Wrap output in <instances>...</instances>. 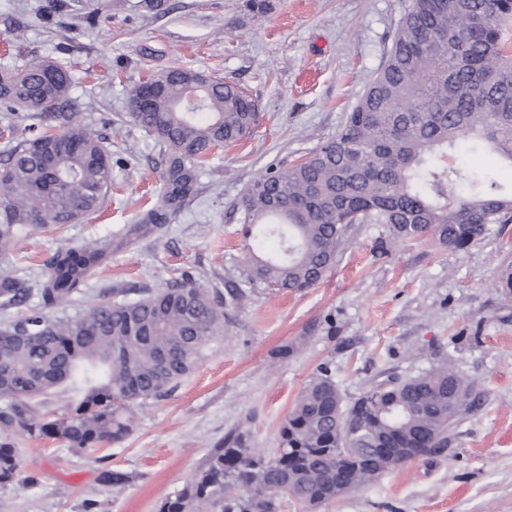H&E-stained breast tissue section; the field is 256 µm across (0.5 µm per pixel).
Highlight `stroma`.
I'll return each instance as SVG.
<instances>
[{"mask_svg":"<svg viewBox=\"0 0 512 512\" xmlns=\"http://www.w3.org/2000/svg\"><path fill=\"white\" fill-rule=\"evenodd\" d=\"M0 0V68L32 58L70 71L75 117L112 159L99 212L64 229L21 235L0 276L37 287L63 248L108 240L73 316L100 298L188 279L242 287L238 202L268 168L285 169L334 136L385 63L410 0ZM191 67L245 90L258 106L250 135L214 149L194 193L166 224L126 237L157 202L169 150L135 124L128 88ZM380 224L351 225L335 266L303 292L266 290L225 304L224 335L168 398L148 402L133 431L95 454L19 439L20 475L0 486V512H156L217 442L240 427L273 452L281 422L319 369L344 398L390 375L449 361L473 385L476 410L444 453L413 461L317 512H512V223L489 225L465 250L426 237L376 250ZM291 347L288 357L277 352ZM131 473L103 485L102 467Z\"/></svg>","mask_w":512,"mask_h":512,"instance_id":"obj_1","label":"stroma"}]
</instances>
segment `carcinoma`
<instances>
[{
    "label": "carcinoma",
    "mask_w": 512,
    "mask_h": 512,
    "mask_svg": "<svg viewBox=\"0 0 512 512\" xmlns=\"http://www.w3.org/2000/svg\"><path fill=\"white\" fill-rule=\"evenodd\" d=\"M512 0H411L387 59L335 136L304 160L258 177L239 202L248 251L240 276L251 293L299 291L335 264L352 224H384L380 246L431 237L465 250L490 224L512 221V195L493 177L438 164L466 145L512 164V56L503 28ZM177 66L153 76L162 92L133 122L170 150L162 202L143 222L164 224L195 191L197 168L219 145L251 133L256 103L239 87ZM71 76L55 61L0 70V105L46 114L67 100ZM54 155L46 165L42 147ZM112 164L101 140L68 118L58 132L18 134L0 159V254L24 230L60 229L101 206ZM106 251L68 247L31 291L0 278V303L26 311L0 327V485L20 470L17 436L94 451L124 439L149 400L170 396L209 344L224 335V297L176 281L135 299L100 300L72 317L53 314L81 291ZM66 398L64 410L49 405ZM475 406L472 384L447 362L413 376L389 377L346 401L322 370L279 428L270 456L239 430L157 512H278V498L306 512L376 482L387 471L447 446L448 432ZM359 423L356 433L345 420ZM386 445L392 453L374 456ZM107 486L129 483L112 468Z\"/></svg>",
    "instance_id": "obj_1"
}]
</instances>
